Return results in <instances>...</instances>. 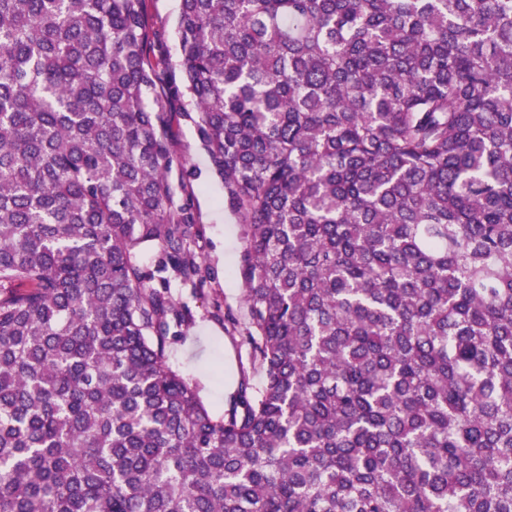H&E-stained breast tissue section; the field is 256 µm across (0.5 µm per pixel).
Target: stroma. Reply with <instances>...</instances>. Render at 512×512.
<instances>
[{
  "label": "stroma",
  "mask_w": 512,
  "mask_h": 512,
  "mask_svg": "<svg viewBox=\"0 0 512 512\" xmlns=\"http://www.w3.org/2000/svg\"><path fill=\"white\" fill-rule=\"evenodd\" d=\"M147 4V55L150 60L167 63L157 92L173 114L168 129L171 180L178 204L189 214L187 248L203 268L201 282L192 285L173 278L168 283L167 292L180 320L171 326L166 362L199 386L205 405L220 417L241 376H248L254 384L262 378L259 369L251 368L248 352L232 328L233 323L248 320L238 274L242 223L194 124L185 115L191 107L189 98L168 92L171 82L180 76L175 36L180 0H147Z\"/></svg>",
  "instance_id": "1"
}]
</instances>
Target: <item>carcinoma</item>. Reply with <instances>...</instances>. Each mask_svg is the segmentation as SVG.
<instances>
[{"label":"carcinoma","instance_id":"obj_1","mask_svg":"<svg viewBox=\"0 0 512 512\" xmlns=\"http://www.w3.org/2000/svg\"><path fill=\"white\" fill-rule=\"evenodd\" d=\"M177 35L263 379L217 419L166 362L202 267L146 0H0V512H512V0Z\"/></svg>","mask_w":512,"mask_h":512}]
</instances>
